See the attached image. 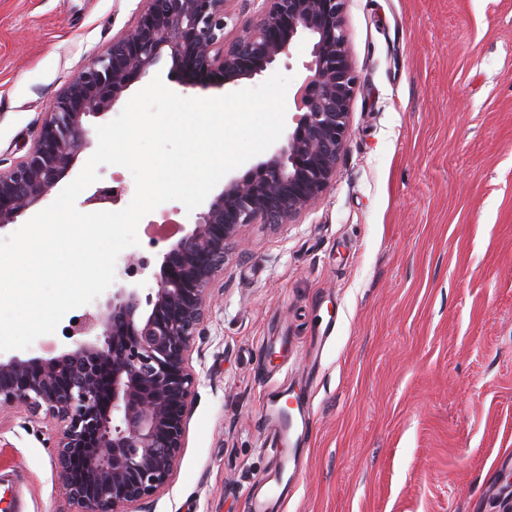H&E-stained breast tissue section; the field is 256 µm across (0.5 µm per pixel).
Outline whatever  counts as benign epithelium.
I'll use <instances>...</instances> for the list:
<instances>
[{
    "label": "benign epithelium",
    "mask_w": 512,
    "mask_h": 512,
    "mask_svg": "<svg viewBox=\"0 0 512 512\" xmlns=\"http://www.w3.org/2000/svg\"><path fill=\"white\" fill-rule=\"evenodd\" d=\"M250 1L258 10L228 39L234 0H144L133 23L56 94L27 154L0 168L2 229L58 190L87 144L89 119L162 59L186 91L213 80L238 86L309 44L285 137L179 226L153 274L156 287L141 294L135 281L151 261L132 255L123 269L131 282L112 289L105 308L72 319L67 351L0 359V413L43 412L59 426L54 459L73 512H135L168 484L195 394L190 354L228 245L249 224L290 223L336 174L358 86L346 0H240Z\"/></svg>",
    "instance_id": "benign-epithelium-1"
}]
</instances>
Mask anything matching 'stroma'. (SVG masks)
Here are the masks:
<instances>
[{
	"mask_svg": "<svg viewBox=\"0 0 512 512\" xmlns=\"http://www.w3.org/2000/svg\"><path fill=\"white\" fill-rule=\"evenodd\" d=\"M142 0H0V165ZM336 175L230 243L185 446L141 512H245L269 392L307 402L274 512H501L512 497V0H348ZM286 337L274 364L261 345ZM56 422L0 415V496L70 512Z\"/></svg>",
	"mask_w": 512,
	"mask_h": 512,
	"instance_id": "35a3bbf8",
	"label": "stroma"
}]
</instances>
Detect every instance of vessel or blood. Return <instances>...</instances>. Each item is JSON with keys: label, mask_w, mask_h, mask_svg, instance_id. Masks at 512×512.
<instances>
[{"label": "vessel or blood", "mask_w": 512, "mask_h": 512, "mask_svg": "<svg viewBox=\"0 0 512 512\" xmlns=\"http://www.w3.org/2000/svg\"><path fill=\"white\" fill-rule=\"evenodd\" d=\"M265 416V440L275 450V461L260 478L259 490L249 498L247 512H272L285 471L298 466L301 458L298 426L281 407L279 398L268 399Z\"/></svg>", "instance_id": "vessel-or-blood-1"}]
</instances>
